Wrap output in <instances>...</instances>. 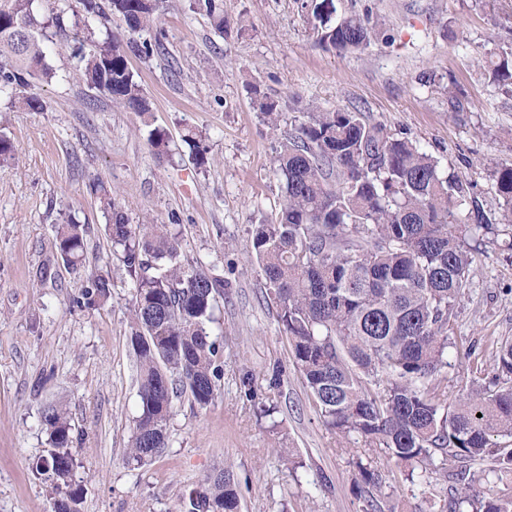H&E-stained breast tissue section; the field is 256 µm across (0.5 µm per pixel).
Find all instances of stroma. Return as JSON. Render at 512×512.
Instances as JSON below:
<instances>
[{"instance_id": "stroma-1", "label": "stroma", "mask_w": 512, "mask_h": 512, "mask_svg": "<svg viewBox=\"0 0 512 512\" xmlns=\"http://www.w3.org/2000/svg\"><path fill=\"white\" fill-rule=\"evenodd\" d=\"M55 1L65 28L46 50L54 78L34 88L43 111L0 97V137L17 149L0 160V512H52L39 473L50 405L71 420L80 512H178L227 467L242 512H365L360 446L329 430L313 404L248 259L252 227L284 202L276 157L295 116L315 106L360 112L409 138L467 186L463 223L491 227L471 242L475 274L448 355L449 399L492 373L500 341L512 337V224L501 221L494 176L512 167V89L491 74L512 52V0H335L338 16L367 13L377 24L368 48L347 52L319 43L298 0H224V35L190 0H160V49L130 59L146 116L80 78L72 45L82 0L37 4ZM258 93L277 102L279 129L255 107ZM156 128L168 138L161 155L148 141ZM192 132L203 136L205 165L186 141ZM107 193L130 223L170 225L182 264L224 281L209 324L223 351L218 395L205 408L175 398L167 448L139 468L126 461L141 411L134 288L106 232ZM68 216L87 227L76 270L56 243ZM97 274L111 278L109 298L78 306ZM275 376L277 411L264 417ZM375 462L391 487L383 512H440L456 495L454 479L429 486L386 457Z\"/></svg>"}]
</instances>
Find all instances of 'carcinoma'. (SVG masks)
Segmentation results:
<instances>
[{"label":"carcinoma","mask_w":512,"mask_h":512,"mask_svg":"<svg viewBox=\"0 0 512 512\" xmlns=\"http://www.w3.org/2000/svg\"><path fill=\"white\" fill-rule=\"evenodd\" d=\"M158 0H109L127 28L88 39L81 77L88 87L131 112L145 115L150 102L129 66L130 55H148L151 43L135 36L156 27ZM222 32L224 0H193ZM319 41L338 51L367 46L376 26L369 19L333 20L334 0H302ZM51 18L35 0L0 4V94L30 112L42 110L33 87L55 73L45 63ZM493 79L512 87V62L502 59ZM256 106L273 129L277 104ZM285 200L278 214L253 225L249 258L256 262L277 306L296 368L326 426L383 451L398 468H420L427 484L456 468L457 502L472 512H512V499L482 487L474 465L489 456L512 467V448L492 438L512 435V339L497 351L485 384L448 402L444 385L457 304L470 291L474 258L466 236L483 225L458 224L456 208L466 190L454 175L407 138L391 135L361 112L318 107L294 121L277 156ZM512 223V168L496 171ZM107 224L112 247L134 281L130 342L139 367L142 413L135 421L127 461L144 466L167 446L172 400L178 391L210 405L223 374L221 350L208 328L215 294L224 281L179 260V241L165 224H131L111 200ZM85 228L68 218L58 225L59 253L76 269L85 260ZM109 277L93 275L76 303L94 306L111 294ZM43 423L52 446L40 467L53 512H75L70 489L75 458L68 414L50 407ZM361 482L378 492L382 475L371 458L357 457ZM188 512H240L229 468L208 476Z\"/></svg>","instance_id":"cac0c4a2"}]
</instances>
